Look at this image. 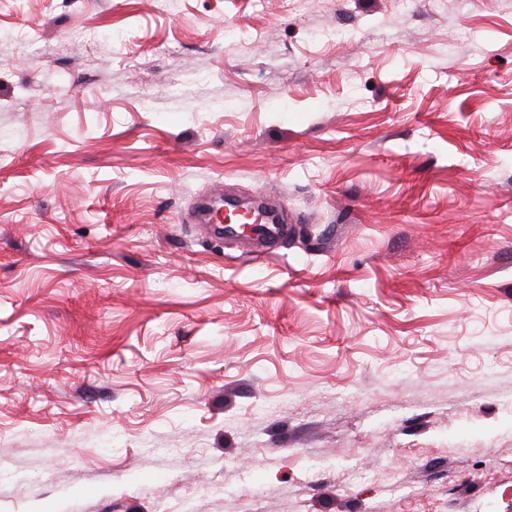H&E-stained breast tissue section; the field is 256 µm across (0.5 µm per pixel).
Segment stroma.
I'll use <instances>...</instances> for the list:
<instances>
[{"label": "stroma", "instance_id": "stroma-1", "mask_svg": "<svg viewBox=\"0 0 512 512\" xmlns=\"http://www.w3.org/2000/svg\"><path fill=\"white\" fill-rule=\"evenodd\" d=\"M0 512H512V0H0Z\"/></svg>", "mask_w": 512, "mask_h": 512}]
</instances>
